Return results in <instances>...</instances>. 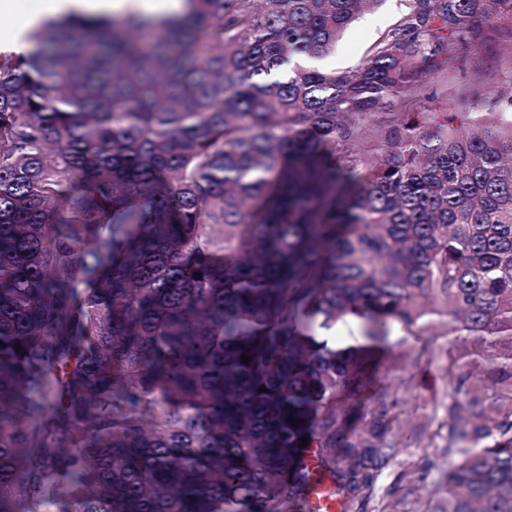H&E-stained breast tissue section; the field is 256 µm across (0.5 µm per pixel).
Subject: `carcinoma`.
<instances>
[{
    "mask_svg": "<svg viewBox=\"0 0 512 512\" xmlns=\"http://www.w3.org/2000/svg\"><path fill=\"white\" fill-rule=\"evenodd\" d=\"M381 2L184 0L0 51V512L366 503L387 359L437 372L412 446L458 459L409 512H512V73L431 108L462 47L512 70V0H409L356 68L299 62ZM350 315L370 343L328 346ZM311 501L314 512H339L341 510L340 501L332 494L326 482L319 483L314 487ZM343 504L344 508L340 512H358L361 508V504L358 501L348 505L344 502Z\"/></svg>",
    "mask_w": 512,
    "mask_h": 512,
    "instance_id": "carcinoma-1",
    "label": "carcinoma"
}]
</instances>
